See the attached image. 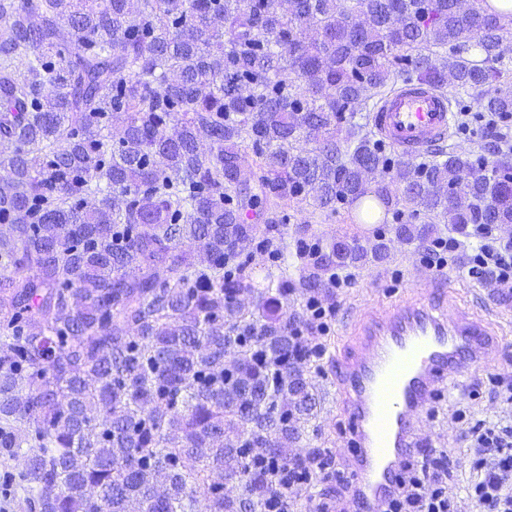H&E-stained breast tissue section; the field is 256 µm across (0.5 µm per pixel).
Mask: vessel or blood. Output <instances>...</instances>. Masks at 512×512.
<instances>
[{"label":"vessel or blood","instance_id":"obj_1","mask_svg":"<svg viewBox=\"0 0 512 512\" xmlns=\"http://www.w3.org/2000/svg\"><path fill=\"white\" fill-rule=\"evenodd\" d=\"M371 121L389 146L415 157L444 142L451 113L445 94L404 80L379 100ZM444 303L436 296L398 302L367 316L353 354L338 371L352 422L347 464L354 473L355 512H382L398 490L402 462L420 447L416 413L443 382L461 386L471 365L494 345L467 311L448 314Z\"/></svg>","mask_w":512,"mask_h":512}]
</instances>
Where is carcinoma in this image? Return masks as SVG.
<instances>
[{
  "label": "carcinoma",
  "instance_id": "cac0c4a2",
  "mask_svg": "<svg viewBox=\"0 0 512 512\" xmlns=\"http://www.w3.org/2000/svg\"><path fill=\"white\" fill-rule=\"evenodd\" d=\"M510 33L461 0H0V456L23 458L21 512H263L328 372L288 336L295 289L256 287L244 218L389 209L394 169L423 216L399 237L512 224L509 153L396 163L355 122L397 76L512 114ZM320 253L307 288L384 242Z\"/></svg>",
  "mask_w": 512,
  "mask_h": 512
}]
</instances>
